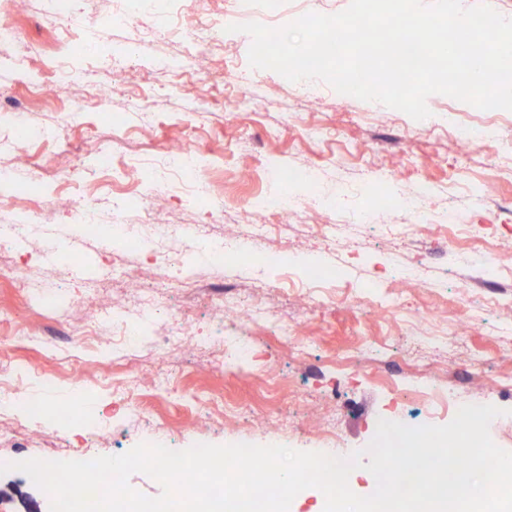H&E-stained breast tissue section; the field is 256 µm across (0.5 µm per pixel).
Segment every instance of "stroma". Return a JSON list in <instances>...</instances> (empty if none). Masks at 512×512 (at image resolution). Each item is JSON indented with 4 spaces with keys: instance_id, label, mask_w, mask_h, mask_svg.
<instances>
[{
    "instance_id": "1",
    "label": "stroma",
    "mask_w": 512,
    "mask_h": 512,
    "mask_svg": "<svg viewBox=\"0 0 512 512\" xmlns=\"http://www.w3.org/2000/svg\"><path fill=\"white\" fill-rule=\"evenodd\" d=\"M155 35L144 41L137 27L113 29L99 38L94 26L80 33L97 42V57L75 59L93 68L112 86V109L101 111L90 87L75 90L81 110L69 113L68 101L45 102L25 94L26 77L0 65V162L12 157L10 124L21 120L36 137L25 146L27 167L15 176L43 175L41 195L75 199L98 195L97 216L112 221V197L99 193L104 179L101 152L112 157L115 171L132 188L167 183L164 197H137L172 224H203L231 232L241 224L264 227V249L271 261L201 256L194 240L178 243L180 259L203 286L187 316L203 343L192 349L173 345L164 368H157L153 341L168 333L171 321L144 310L155 293L150 262L160 245L144 240L140 249L122 242L111 248L77 236L67 213L52 223L32 224L21 257L0 249V376L17 378L22 391L49 405L45 414L24 419L0 416V458L66 461L121 455L151 439L182 451L196 442L283 445L299 451L347 458L364 450L375 436L385 409L396 408L409 426L444 424L451 416L435 412L416 397H395L406 380L435 372L447 388L443 369L454 366L470 375L454 392L462 404L493 405L502 414L489 431L500 448L512 451V277L498 272L493 282L472 289L471 318L456 316L463 279L478 277L480 242L452 250L439 237L408 234L407 224L421 211L465 213L481 225L486 239L502 256L512 255V180L501 177L512 165V111L481 110L443 94L428 97V118L417 121L378 102L342 98L325 82L316 96L271 69L248 62L251 38L228 32L224 43L206 50L202 68L223 65L224 80H188L161 67L187 39L171 36L165 0L151 17ZM23 38L11 54L40 47L48 61L40 69L51 79L60 52L46 0H27L17 17ZM495 121L497 134L483 148L462 158L448 134L449 124L483 126ZM187 137L198 147L199 165L224 192V214L213 215L188 187L170 178L165 150L170 139ZM317 165L316 184L286 180L288 171ZM65 174L54 180L53 171ZM396 181L394 206L374 203L380 171ZM431 182L434 197L416 195L419 180ZM289 194L318 197L321 211H299L296 229L281 235L276 216L258 213L254 196ZM60 244L61 254L46 262L45 242ZM339 272L340 281L322 290L303 286L308 265ZM418 268L425 283L402 288L392 308H359L349 297L383 277L386 270ZM246 284L260 316L240 323L235 313L219 314L209 295L213 288ZM54 294L57 306L43 302ZM120 301L121 321H103L101 344L77 342L84 324L101 309ZM292 327L308 344L294 354L282 336ZM131 342L116 340L122 330ZM248 337L255 366L224 362V339ZM357 355L359 372L336 363L342 352ZM82 373L93 391L73 405L72 380ZM238 404L241 415L224 422L225 403ZM103 419L85 426L87 416ZM278 416L292 426L276 434L266 419ZM50 512V502L23 472L0 474V512Z\"/></svg>"
}]
</instances>
